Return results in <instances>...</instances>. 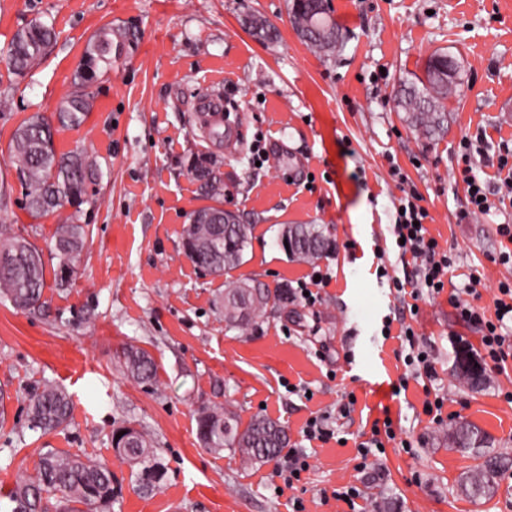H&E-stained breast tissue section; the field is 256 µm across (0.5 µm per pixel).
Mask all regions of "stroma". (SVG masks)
Returning <instances> with one entry per match:
<instances>
[{
    "label": "stroma",
    "mask_w": 512,
    "mask_h": 512,
    "mask_svg": "<svg viewBox=\"0 0 512 512\" xmlns=\"http://www.w3.org/2000/svg\"><path fill=\"white\" fill-rule=\"evenodd\" d=\"M291 4L0 0V225L45 251L48 272L39 311L0 302V494L54 448L108 461L117 489L110 512H291L288 495L274 490L275 463L248 466L230 451L201 448L195 411L217 403L241 423L263 415L287 428L311 464L296 490L305 512H349L332 492L350 486L384 512H512V467L492 497L471 500L457 484L477 461L448 442L453 420L468 421L486 433V453L512 458V359L501 371L486 362L483 390L464 385L455 374L460 341L477 354L483 348L477 326L450 302L474 276L491 314L500 283L512 284V262L497 261L512 243L496 233L512 225V190L495 167L499 144L512 141V0H328L343 35L331 54L297 35ZM249 15L274 25L276 40L254 37L243 24ZM35 20L52 24L57 39L36 67L15 74L4 51ZM105 26L129 30L134 41L94 84L85 123L54 137L58 151L82 150L100 164L83 207L89 245L60 286L48 255L58 219L28 215L7 144L24 119L53 115L87 41ZM441 51L458 60L460 79L448 99V133L431 141L408 128L396 95ZM211 89L234 107L235 150L196 121ZM479 130L491 209L465 219L457 151ZM197 156L215 160L222 205L253 227L243 264L222 277L182 252L190 214L208 204L190 171ZM406 187L423 196L429 235L455 258L451 287L423 294L414 314L376 273L381 265L390 276L406 272L392 233L393 203ZM285 224L325 225L328 254L289 258L278 243ZM317 270L330 282L308 306L296 288ZM231 279L287 288L288 300L269 304L248 331L228 329L220 301ZM390 318L413 327L435 368L398 395L392 385L406 367L398 340L381 334ZM127 344L153 356L155 384L127 378L118 359ZM44 380L73 399L69 424L46 435L26 420L27 392ZM430 391L445 398L439 424L423 411ZM349 393L356 403L345 415ZM313 416L324 418L332 440H306ZM387 416L395 440L360 468L356 442ZM122 423L156 442L165 475L153 490H137L112 448V428Z\"/></svg>",
    "instance_id": "35a3bbf8"
}]
</instances>
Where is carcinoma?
Segmentation results:
<instances>
[{"mask_svg": "<svg viewBox=\"0 0 512 512\" xmlns=\"http://www.w3.org/2000/svg\"><path fill=\"white\" fill-rule=\"evenodd\" d=\"M291 16L298 34L312 47L332 51L340 42L338 29L323 0H293ZM246 25L253 36L272 41L274 27L252 15ZM53 26L35 22L19 30L6 50L11 70L22 74L41 58L45 48L55 40ZM132 35L110 26L100 29L83 51L74 76L75 90L60 102L58 123L79 127L89 112L92 92L88 88L98 73L112 70V58L119 57ZM457 70L456 59L446 53L431 56L426 78L417 77L404 85L398 98L407 126L419 136L433 140L448 132V109L445 101L452 93ZM11 166L23 189L24 208L35 218L50 215L62 217L58 225L53 250L59 259L55 270L58 284L68 283L76 273L75 262L88 242V225L81 223L87 202V187L98 176L96 158L78 151L58 153L54 143V128L42 115L35 114L14 131L8 146ZM191 172L201 182V189L212 200L224 195V183L212 164L196 162ZM72 212L64 214L67 208ZM252 225L236 221L224 223V208L218 205L195 210L183 230L184 255L197 267L221 275L227 268L240 265L250 245ZM280 244H288L286 253L306 261L321 258L331 246L325 229L319 224H292L280 230ZM46 286L42 250L0 226V300L14 308L36 312L42 308ZM274 298L288 299L285 288L252 287V281L232 282L224 288L221 308L230 329L246 331L265 312ZM119 358L128 377L138 384L156 381V363L152 355L135 345L125 346ZM467 358L456 361L458 376L471 389L478 390L486 377L464 368ZM72 410L70 397L56 385L45 382L29 396L28 425L44 433L67 426ZM197 435L201 446L209 451L229 449L250 465H263L275 459L288 447V434L277 421L256 416L245 428L239 420L220 406L203 405L197 412ZM454 448L470 453L482 462L462 477L460 491L471 499L489 497L495 492L497 478L505 469L504 459L485 456L480 448L486 435L469 422L455 424L449 433ZM112 447L116 454L137 467L135 480L139 489L156 487L163 475V464L152 438L130 426L117 427L112 432ZM114 489L112 470L108 462L93 460L83 454L47 449L29 473L18 474L8 500L11 512H106L112 504Z\"/></svg>", "mask_w": 512, "mask_h": 512, "instance_id": "obj_1", "label": "carcinoma"}]
</instances>
